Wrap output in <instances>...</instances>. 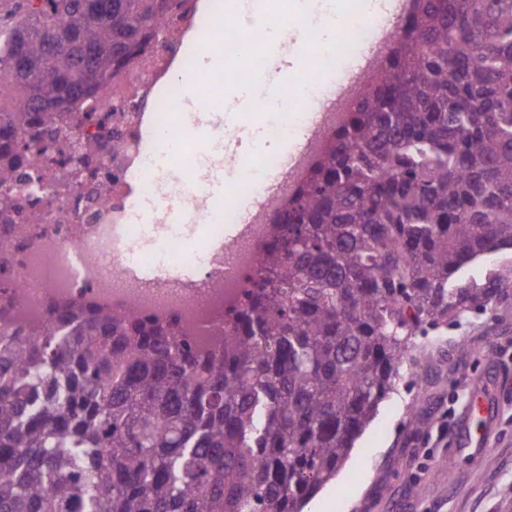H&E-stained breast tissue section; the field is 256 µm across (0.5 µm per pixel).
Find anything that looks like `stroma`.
<instances>
[{"label": "stroma", "mask_w": 512, "mask_h": 512, "mask_svg": "<svg viewBox=\"0 0 512 512\" xmlns=\"http://www.w3.org/2000/svg\"><path fill=\"white\" fill-rule=\"evenodd\" d=\"M234 96L196 117L183 138L211 147L229 122ZM424 380L401 381L380 404L332 485L304 512H512V306L473 313L417 337ZM468 354H460V345ZM495 413L487 449L461 448L475 382Z\"/></svg>", "instance_id": "1"}]
</instances>
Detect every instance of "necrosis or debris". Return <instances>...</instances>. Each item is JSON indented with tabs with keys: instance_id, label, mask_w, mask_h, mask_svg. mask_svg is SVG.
<instances>
[{
	"instance_id": "1",
	"label": "necrosis or debris",
	"mask_w": 512,
	"mask_h": 512,
	"mask_svg": "<svg viewBox=\"0 0 512 512\" xmlns=\"http://www.w3.org/2000/svg\"><path fill=\"white\" fill-rule=\"evenodd\" d=\"M139 64L118 71L96 93L91 120H56L27 151L32 166L20 167L11 192L23 204L0 225V309L14 325L52 322L72 304L101 307L119 319L153 317L204 345L223 335L242 306L272 244L278 203L288 198L334 127L342 123L352 93L371 75L398 28L384 16L350 19L336 52L319 59L302 101L285 97L284 112H311L316 128L281 174L275 195H263L239 159L244 186L260 195L245 234L224 237L223 220L237 219V205L223 197L191 193L187 181L204 184L216 166L201 153L179 155L182 177L162 187L151 173L153 157L178 136L171 113L191 106L205 112L217 100L210 84L186 95L175 79L185 68L193 39L217 23L233 26L236 15H206L199 0H169ZM181 223H172L173 214ZM209 227L206 243L185 246V226ZM152 229L157 249L148 248ZM182 258L187 278L158 277L160 259Z\"/></svg>"
}]
</instances>
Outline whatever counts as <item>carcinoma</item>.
<instances>
[{
    "instance_id": "1",
    "label": "carcinoma",
    "mask_w": 512,
    "mask_h": 512,
    "mask_svg": "<svg viewBox=\"0 0 512 512\" xmlns=\"http://www.w3.org/2000/svg\"><path fill=\"white\" fill-rule=\"evenodd\" d=\"M38 2L0 3V94L17 92L0 143L18 158L38 120L137 63L168 8ZM407 2L210 349L83 307L0 325V512H303L415 339L512 303V0ZM16 167L0 155L3 219Z\"/></svg>"
}]
</instances>
